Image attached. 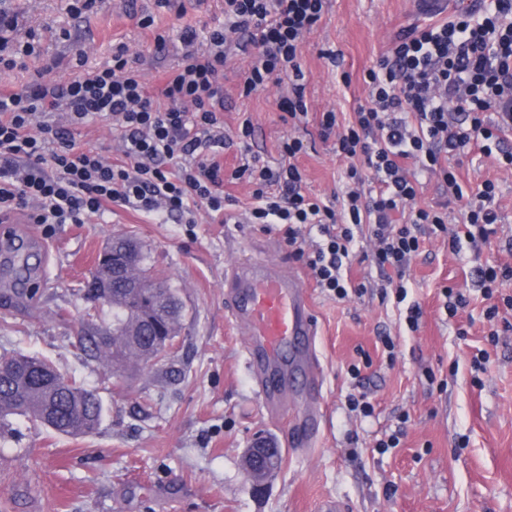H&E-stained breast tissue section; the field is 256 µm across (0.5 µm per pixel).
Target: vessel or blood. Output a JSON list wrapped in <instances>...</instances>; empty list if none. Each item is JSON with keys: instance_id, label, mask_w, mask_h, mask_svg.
Listing matches in <instances>:
<instances>
[{"instance_id": "1", "label": "vessel or blood", "mask_w": 512, "mask_h": 512, "mask_svg": "<svg viewBox=\"0 0 512 512\" xmlns=\"http://www.w3.org/2000/svg\"><path fill=\"white\" fill-rule=\"evenodd\" d=\"M224 286L229 317L251 338L245 365L258 375L266 405L276 407L286 380L283 351L308 368L316 366L317 328L308 291L299 275L264 260L234 266Z\"/></svg>"}]
</instances>
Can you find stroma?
Segmentation results:
<instances>
[{"label": "stroma", "instance_id": "obj_1", "mask_svg": "<svg viewBox=\"0 0 512 512\" xmlns=\"http://www.w3.org/2000/svg\"><path fill=\"white\" fill-rule=\"evenodd\" d=\"M70 3L6 0L5 9L18 17V35L36 34L41 53L27 70L0 73V81L22 86L50 62L54 76L67 75L78 45L88 68H99L123 44L154 87L181 53L175 40L157 49L156 33L224 20V0H173L168 8L156 0H100L79 17L70 14ZM141 14L154 15V25L139 27ZM427 18L416 0H330L300 46L310 112H351L365 103L367 70L398 31ZM328 49L336 62L324 58ZM248 64V57L235 56L224 69L225 132L250 113L252 152L272 165L282 141L300 134L308 145L298 157L307 192L326 199L341 194L346 164L315 123L296 130L281 120L275 100L285 86L241 96L237 73ZM459 176L470 190L488 178L498 182L499 236L512 240V170L477 157L464 161ZM7 236L36 243L37 271L21 299L0 283V353L50 361L97 393L103 417L85 436L13 417L0 431V512H317L327 499L342 501L345 512H512V329L500 330L497 345H488L476 277L479 263L507 260L499 246H467L456 254L447 237L423 234L408 271L409 297L423 310L413 333L400 327L393 300L381 292L383 278L368 263L352 266L353 279L366 286L360 297L339 301L305 279L318 331V384L306 392L289 370L290 389L273 410L245 367L248 336L226 315L224 276L245 260L293 267L278 232L239 217L185 224L175 215L115 205L88 224H31L18 214L0 224V238ZM117 236L141 245L152 276L173 288L183 306L172 349L120 377L80 344L112 323L111 311L92 307L82 287L104 244ZM447 286L471 296L453 319L442 307ZM462 329L467 338L459 337ZM386 335L396 344L391 360L382 353ZM478 348L490 354L481 375L471 367ZM429 371L436 385H429ZM359 392L373 404L372 416L348 408V394ZM310 403L323 412L320 432L311 444H293V428ZM398 429L404 432L399 446L379 452L378 442ZM260 435L280 449L283 462L256 492L243 455Z\"/></svg>", "mask_w": 512, "mask_h": 512}]
</instances>
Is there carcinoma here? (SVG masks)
<instances>
[{
    "instance_id": "1",
    "label": "carcinoma",
    "mask_w": 512,
    "mask_h": 512,
    "mask_svg": "<svg viewBox=\"0 0 512 512\" xmlns=\"http://www.w3.org/2000/svg\"><path fill=\"white\" fill-rule=\"evenodd\" d=\"M109 296L105 305L112 308L116 324L124 326L112 337V372L118 375L132 359L149 363L157 347L176 337L181 308L167 287L139 292L117 285ZM102 414L96 395L37 356L13 353L0 377V424L21 415L58 434L89 435Z\"/></svg>"
}]
</instances>
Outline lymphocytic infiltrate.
Returning a JSON list of instances; mask_svg holds the SVG:
<instances>
[{
  "instance_id": "obj_1",
  "label": "lymphocytic infiltrate",
  "mask_w": 512,
  "mask_h": 512,
  "mask_svg": "<svg viewBox=\"0 0 512 512\" xmlns=\"http://www.w3.org/2000/svg\"><path fill=\"white\" fill-rule=\"evenodd\" d=\"M329 0H224V23L199 34L178 31L182 54L150 90L143 71L117 45L109 66L90 70L76 50L68 76L35 72L26 85L0 86V222L26 213L33 224H84L117 204L163 211L195 223L198 212L223 219L235 204L224 184L251 188L247 221L278 230L291 259L307 269L322 292L343 300L363 294L349 276L355 228L368 226V261L392 277L397 302L407 303L406 273L421 250L423 228L444 234L452 251L488 245L498 234L499 186L484 180L476 191L461 185L451 158L473 152L512 168V0H478L455 20L400 32L387 56L368 70V100L348 118L320 113V137L347 161L340 205L305 190L296 159L301 138L280 146L270 166L252 155L251 118L236 137L240 163L224 169V67L234 54L249 57L237 74L243 96L268 83L288 84L277 108L283 121L308 119L299 48L321 21ZM18 22L0 10V71L23 70L34 42L12 38ZM60 113L57 122L49 113ZM111 121L121 138L112 162L76 146L78 130ZM437 178L444 200L422 206V176ZM457 213L460 226L448 223ZM488 321L512 310V263L478 269ZM405 321L418 331L419 304L407 303Z\"/></svg>"
}]
</instances>
